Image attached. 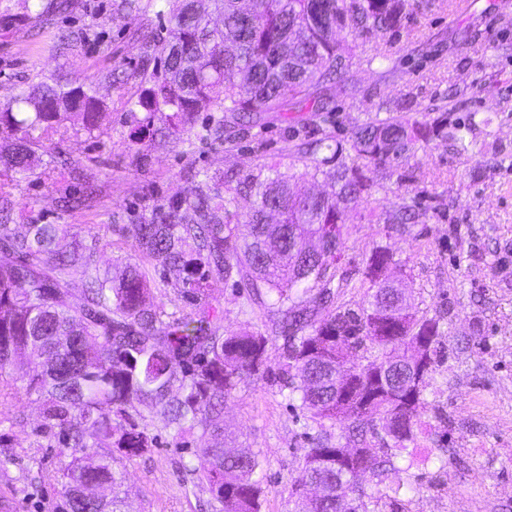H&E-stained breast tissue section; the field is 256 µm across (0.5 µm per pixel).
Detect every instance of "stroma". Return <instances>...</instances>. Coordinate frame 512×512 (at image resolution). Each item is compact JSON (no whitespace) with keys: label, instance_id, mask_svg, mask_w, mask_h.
<instances>
[{"label":"stroma","instance_id":"stroma-1","mask_svg":"<svg viewBox=\"0 0 512 512\" xmlns=\"http://www.w3.org/2000/svg\"><path fill=\"white\" fill-rule=\"evenodd\" d=\"M116 0H73L66 13L28 19L20 4L0 12V104L39 76L99 79L103 115L94 132L74 119L66 133L36 145L40 158L26 179L4 182L0 194L12 202L10 224L67 225L73 240L90 249L100 271L119 274L137 267L149 282L160 319L173 323L201 308L222 317L225 330L247 328L268 336L265 372L244 375L224 401L219 419L225 448L255 454L262 488L261 512H293L289 494L300 475L303 454L316 425L291 405L281 370L284 340L274 331L271 309L219 277L209 278L198 298L181 294L182 275L142 253L126 227L149 201L185 193L192 169L224 170L252 163L274 164L293 136L345 135L367 120L373 100L418 95L422 121L447 116L449 123L473 120V143H431L408 161L413 174L387 182L359 200L351 213L336 271L342 281L336 301L355 305L367 292L364 271L371 253L393 257V278L415 311L439 319L442 354L424 392L427 407L409 449L414 466L363 487L390 512H512V0H469L453 16L448 0H433L410 35L392 48L397 66L353 69L336 86L331 123L294 105L287 117L270 113L261 125L231 143L155 137L136 129L127 101L139 87L133 75L141 52L140 30L158 28L155 11L127 13ZM65 30L87 40L66 55L52 45ZM478 36L472 49L465 37ZM115 72L119 81H106ZM82 203L64 209L62 200ZM422 205L415 223L398 229L377 222L410 197ZM158 446L151 455L120 460L118 490L126 512H213L212 498L197 475L195 435H178L155 418H145ZM12 461L0 472V502L9 512H53L63 494L59 451L20 437Z\"/></svg>","mask_w":512,"mask_h":512}]
</instances>
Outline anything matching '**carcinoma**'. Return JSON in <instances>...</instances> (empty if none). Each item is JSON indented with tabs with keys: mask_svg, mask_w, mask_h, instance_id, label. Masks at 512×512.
<instances>
[{
	"mask_svg": "<svg viewBox=\"0 0 512 512\" xmlns=\"http://www.w3.org/2000/svg\"><path fill=\"white\" fill-rule=\"evenodd\" d=\"M120 0L141 12L157 6L166 24L145 36L138 93L127 101L131 121L168 137L200 126L197 137L230 142L233 132L253 127L263 112H286L288 102L318 94L315 111L331 122V90L354 68L390 55L356 53L358 45L393 44L431 0ZM26 16L41 20L65 10L69 0H21ZM95 79L50 75L0 104V129L15 143L0 159V177H28L36 139H50L78 114L95 130L101 102ZM417 103L407 93L380 100L386 112L337 139L327 133L301 138L283 165L256 164L190 173L183 195L155 201L128 232L162 265L183 273V294L195 295L210 276L245 282L252 294L280 314L285 336L282 370L289 398L319 428L305 449L292 494L295 512H372L362 479L396 474L394 458L413 440L414 420L425 408L423 391L438 358L439 320L417 315L392 287L388 251H374L365 277L371 294L351 308L336 304L332 281L350 223V204L370 196L392 178L406 181L413 149L451 139L463 150L471 123L448 132L446 118L431 123L410 118ZM209 114L198 121L199 113ZM323 176L317 193H298L300 176ZM251 203L240 211V202ZM10 208L0 198V402L20 393L41 406L35 442L62 449L59 473L64 499L59 512H121L123 501H105L92 489L121 485L116 460L151 452L155 441L141 424L143 412L182 433L198 430L201 480L221 512H260L259 468L251 453H233L214 443L224 435L218 420L224 399L245 374L265 367L268 337L247 330L224 334L220 318L202 310L174 324L159 320L151 289L136 267L120 278L100 273L92 255L61 246V224H29L24 234L3 223ZM415 205L384 214L385 224H410ZM81 272L76 293L70 278ZM426 339V363L383 364L399 359L396 347L415 349ZM362 352L364 364L345 386H336V361ZM42 359L31 368V357ZM350 420L361 435L381 427L390 448H338L325 422ZM0 433L12 445L24 430L21 414ZM313 483L316 499L301 488Z\"/></svg>",
	"mask_w": 512,
	"mask_h": 512,
	"instance_id": "1",
	"label": "carcinoma"
}]
</instances>
